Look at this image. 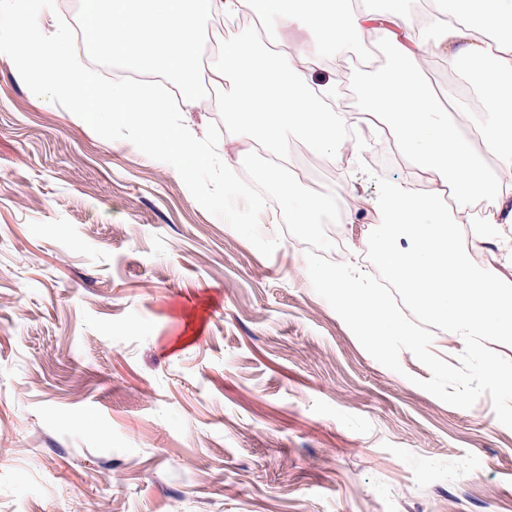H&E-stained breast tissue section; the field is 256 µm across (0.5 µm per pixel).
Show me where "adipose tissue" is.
Listing matches in <instances>:
<instances>
[{
    "mask_svg": "<svg viewBox=\"0 0 512 512\" xmlns=\"http://www.w3.org/2000/svg\"><path fill=\"white\" fill-rule=\"evenodd\" d=\"M52 0H24L16 13L9 50L18 73L44 87L50 101L65 105L85 126L129 134L150 158L166 161L194 187L208 154L167 93L132 80L99 84L71 58L70 30L41 31ZM239 13L274 18L264 35L225 41L220 66L200 70V39L213 21ZM414 22L401 0L379 13L366 0H89L82 38L95 54L172 81L187 109L199 101L201 78L228 86L224 128L248 145L262 144L271 158L253 168L254 178L277 185L279 206L300 231L336 198L335 188L306 187L284 174L288 145L301 140L336 167L347 165L345 118L333 112L335 80L314 82L318 50L341 57L367 36L387 47L392 65L354 76L362 108L358 120L386 127L399 155L427 174L433 193L421 195L403 182L385 183L373 208L383 229L379 264L405 290L417 312L451 323L460 339L512 334V251L507 235L487 227L512 223V0H448L432 16V32L448 53L477 79L472 90L486 111L465 133L418 76L405 43ZM496 212H474L485 194ZM505 246V272L472 267L468 247Z\"/></svg>",
    "mask_w": 512,
    "mask_h": 512,
    "instance_id": "obj_1",
    "label": "adipose tissue"
}]
</instances>
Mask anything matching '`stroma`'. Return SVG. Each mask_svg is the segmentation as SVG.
I'll return each instance as SVG.
<instances>
[{"label": "stroma", "instance_id": "1", "mask_svg": "<svg viewBox=\"0 0 512 512\" xmlns=\"http://www.w3.org/2000/svg\"><path fill=\"white\" fill-rule=\"evenodd\" d=\"M0 10V512H512V428L377 362L255 189L202 197L125 133L81 126L16 71ZM444 96L448 47L414 48ZM224 91L190 115L224 145ZM327 227L366 251L409 165L365 128Z\"/></svg>", "mask_w": 512, "mask_h": 512}]
</instances>
